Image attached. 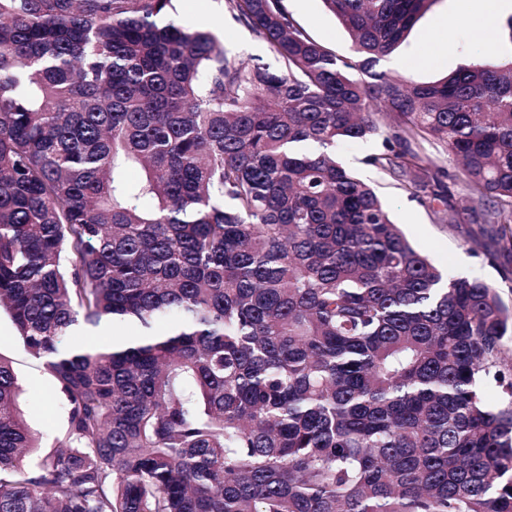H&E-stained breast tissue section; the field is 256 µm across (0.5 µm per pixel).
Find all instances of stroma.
<instances>
[{
	"label": "stroma",
	"instance_id": "obj_1",
	"mask_svg": "<svg viewBox=\"0 0 512 512\" xmlns=\"http://www.w3.org/2000/svg\"><path fill=\"white\" fill-rule=\"evenodd\" d=\"M283 4L315 41L338 56H351L348 33L323 0H283ZM174 7L176 19L198 30L211 29L216 18H223L219 36L228 55L249 63L273 62L267 43L228 14L225 0H174ZM484 12L482 0H436L397 51L398 56L410 60L408 66L399 68V75L433 82L482 58L489 48L496 59L512 58V37L501 29L506 14L488 18ZM382 148L383 138L377 135L339 143L335 153L377 189L419 252L450 276L479 278L496 285L503 300L512 306V283L505 279L512 271V256L501 252L495 226L439 223L429 204L410 197L388 172L367 165V157ZM14 334L9 315L0 312V355L12 362L21 385L20 411L44 444L64 431V412L51 376L40 360L15 342Z\"/></svg>",
	"mask_w": 512,
	"mask_h": 512
}]
</instances>
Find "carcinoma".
Returning <instances> with one entry per match:
<instances>
[{
	"label": "carcinoma",
	"mask_w": 512,
	"mask_h": 512,
	"mask_svg": "<svg viewBox=\"0 0 512 512\" xmlns=\"http://www.w3.org/2000/svg\"><path fill=\"white\" fill-rule=\"evenodd\" d=\"M322 2L353 56L227 0L273 70L173 0H0V311L66 418L38 450L0 355V512H512V308L332 154L386 114L367 164L456 224L441 146L512 250V59L389 76L436 0Z\"/></svg>",
	"instance_id": "carcinoma-1"
}]
</instances>
